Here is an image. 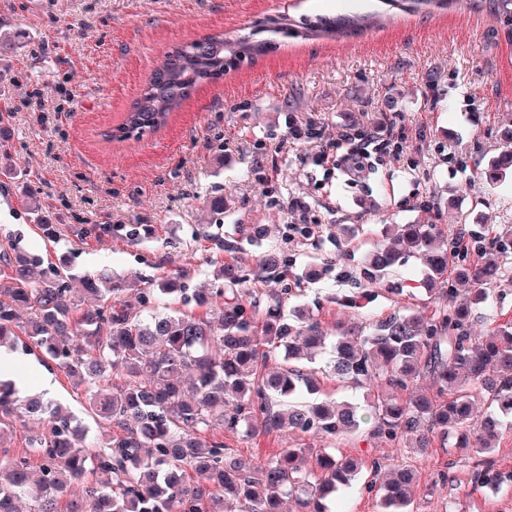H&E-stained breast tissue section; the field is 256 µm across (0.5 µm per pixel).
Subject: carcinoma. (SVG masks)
Instances as JSON below:
<instances>
[{"mask_svg":"<svg viewBox=\"0 0 512 512\" xmlns=\"http://www.w3.org/2000/svg\"><path fill=\"white\" fill-rule=\"evenodd\" d=\"M385 14L447 9L482 10L512 40V0H381ZM382 15L319 16L296 24L285 15L254 21L243 36L222 34L190 40L168 50L151 82L106 134L137 141L165 127L200 85L215 82L274 45L257 39L267 32L305 40H348L379 24ZM512 168V152L493 159L490 180ZM84 237L116 236L111 224H81ZM458 233L437 224H406L394 245L376 244L363 257L369 288L343 300L359 308L372 286L415 256L425 266L434 307L429 313L395 312L364 332L342 325L329 336L304 307L286 313L291 289L283 248L270 243L254 273L222 263L211 288L189 297L180 274L141 288L137 305L125 299L130 285L117 276L76 277L65 265L48 264L15 240L0 249V350L51 360L74 387L83 388L85 411L99 429L92 436L67 408L39 396H22L0 373V441L16 420L30 426L24 454L0 448V512H19L16 503L35 493L29 512H283L295 500L299 512H330L362 469L368 491L379 493L381 512H410L416 473L410 465L378 481L381 464L336 454L334 448H283L266 461L249 463L237 450L209 438L212 430L253 436L284 428L342 439L362 422L360 406L324 397L317 375L365 390L363 403L374 419L373 433L391 442L419 434L413 449L448 442L487 455L512 419V320L485 340L474 335L470 309L485 304L484 285L498 276L497 260H468L480 251ZM274 283L264 292L253 281ZM80 282L93 302L73 294ZM460 281L478 288L461 294ZM181 296L199 313L171 306ZM276 366H270V363ZM430 378V394L409 391ZM486 411L475 412V397ZM121 433L114 434L111 428ZM106 479L96 483L89 477ZM504 475L489 458L479 461L472 484ZM86 483L69 495L72 484Z\"/></svg>","mask_w":512,"mask_h":512,"instance_id":"1","label":"carcinoma"}]
</instances>
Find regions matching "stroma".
Here are the masks:
<instances>
[{"label": "stroma", "mask_w": 512, "mask_h": 512, "mask_svg": "<svg viewBox=\"0 0 512 512\" xmlns=\"http://www.w3.org/2000/svg\"><path fill=\"white\" fill-rule=\"evenodd\" d=\"M378 0H0V28L20 35L0 57V247L11 236L44 261L74 273L146 282L185 273L188 287L209 281L218 260L255 268L261 246L242 224H263L289 260L291 304L312 311L327 332L363 326L397 309L430 312L417 258L379 286L360 310L339 297L359 292L360 260L385 226L439 224L492 237L512 231V171L487 181L488 164L507 148L512 126V43L484 12L398 13L347 41L278 39L267 54L201 86L167 126L139 141H109L164 53L193 38L250 32L254 20L370 13ZM42 91L43 109L24 102ZM391 123L402 139L379 151L375 134ZM365 147L368 167L344 169L341 131ZM38 189L55 240L34 228L25 206ZM224 198V211L203 208ZM81 224L138 225L147 236L83 239ZM297 224L317 225L308 239ZM336 261L323 269L325 258ZM492 302L473 309L477 335L512 319V255L501 258ZM216 438L260 462L283 448L335 447L380 461L383 473L413 466V512H512V486L473 489L480 455L432 444L410 453L371 425L334 442L280 430ZM449 482H440V475Z\"/></svg>", "instance_id": "stroma-1"}]
</instances>
